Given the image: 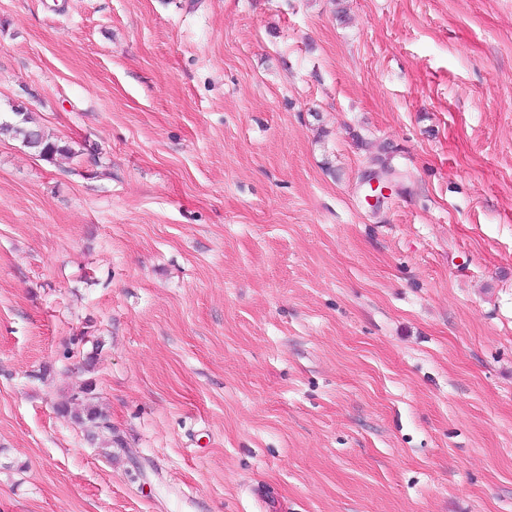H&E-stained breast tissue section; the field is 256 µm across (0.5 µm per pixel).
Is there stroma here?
Returning a JSON list of instances; mask_svg holds the SVG:
<instances>
[{
  "label": "stroma",
  "mask_w": 512,
  "mask_h": 512,
  "mask_svg": "<svg viewBox=\"0 0 512 512\" xmlns=\"http://www.w3.org/2000/svg\"><path fill=\"white\" fill-rule=\"evenodd\" d=\"M15 105L0 512H512V0H0ZM14 114L20 119L14 122L1 121L0 133L20 138L25 146L43 158L51 159L57 154L61 155L69 152L68 147L49 138L43 129L32 121L27 112L16 110ZM83 412L86 413L87 419L96 423V427L99 429L102 437H104V442L106 443V448L104 450L110 451L112 449V442L116 444L118 447L122 446V442L116 436H113L112 439V424L109 422V418L98 411V409L92 405L90 402H86L83 406ZM106 422L104 425L99 426V423Z\"/></svg>",
  "instance_id": "stroma-1"
}]
</instances>
